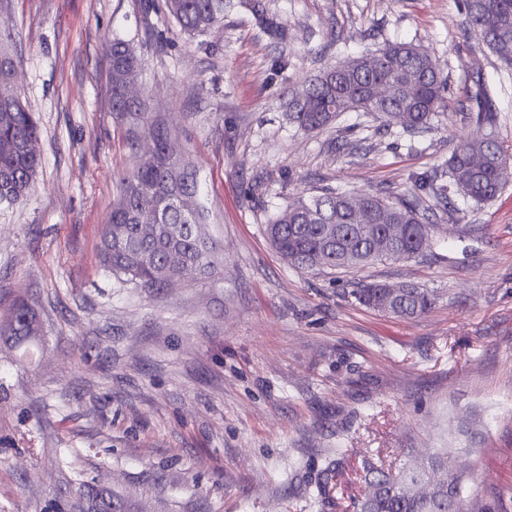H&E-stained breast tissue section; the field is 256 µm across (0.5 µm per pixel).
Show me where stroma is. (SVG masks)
<instances>
[{"mask_svg":"<svg viewBox=\"0 0 512 512\" xmlns=\"http://www.w3.org/2000/svg\"><path fill=\"white\" fill-rule=\"evenodd\" d=\"M224 0L208 34H183L163 0H0L15 88L35 112L40 166L0 204V319L17 300L41 334L0 339V512H40L63 477L111 489L123 512H353L365 458L467 462L469 500L512 496V178L491 202L424 206L418 258L305 271L271 247L268 218L300 191L399 195L447 182L476 79L512 150V70L467 26L463 0ZM140 58L144 118H116L113 40ZM391 41L435 57L448 82L431 128L346 112L321 132L289 124L297 80ZM159 121L196 167L222 275L149 291L105 270L99 231ZM362 281L435 291L427 314L348 302ZM348 461L325 499L337 449Z\"/></svg>","mask_w":512,"mask_h":512,"instance_id":"stroma-1","label":"stroma"}]
</instances>
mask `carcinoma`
<instances>
[{"label": "carcinoma", "mask_w": 512, "mask_h": 512, "mask_svg": "<svg viewBox=\"0 0 512 512\" xmlns=\"http://www.w3.org/2000/svg\"><path fill=\"white\" fill-rule=\"evenodd\" d=\"M169 14L189 35L208 32L224 18V0H165ZM467 23L484 33L488 47L512 69V0H464ZM138 59L129 44L117 40L109 60L112 111L144 115L145 103L128 99ZM383 84L388 93L380 95ZM446 82L435 59L406 42L388 43L327 69L311 80L295 83L288 96V119L315 132L344 112H365L389 128L410 131L431 127L444 107ZM7 111H1V108ZM470 112L486 134L461 135L448 158V186L420 177L407 193L391 197L363 192L339 193L331 188L303 193L280 209L266 225L268 239L288 265L307 271L364 268L378 261L415 259L432 241V224L419 192L429 190L452 207L450 194L477 206L497 197L503 185L500 168L512 160L497 136L498 115L484 93L471 99ZM151 152L121 179L108 222L102 226L99 255L116 275L142 288H165L191 270L210 278L224 269L216 241L204 230L194 167L168 152L164 129L148 124ZM38 127L22 101L0 104V179L6 191L0 202L26 198L39 165L26 150L37 140ZM351 301L377 312L402 318L427 313L439 300L436 293L406 285L391 296L382 284L353 288ZM38 335L34 314L23 303L13 305L0 325V337L15 344ZM467 464L442 469L436 456L384 467L372 460L362 464L361 478L369 492L359 512H486L463 496ZM43 512H114L112 495L87 481L47 501Z\"/></svg>", "instance_id": "cac0c4a2"}]
</instances>
